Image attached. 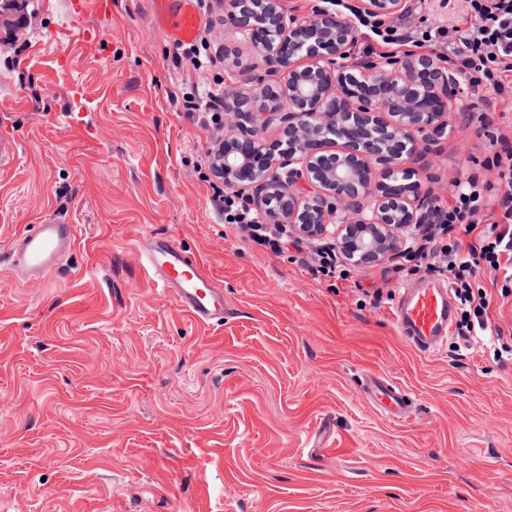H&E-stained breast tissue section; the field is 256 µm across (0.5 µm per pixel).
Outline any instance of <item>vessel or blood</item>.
I'll return each instance as SVG.
<instances>
[{"label":"vessel or blood","instance_id":"obj_1","mask_svg":"<svg viewBox=\"0 0 512 512\" xmlns=\"http://www.w3.org/2000/svg\"><path fill=\"white\" fill-rule=\"evenodd\" d=\"M156 21L168 28L174 42L195 39L202 23L197 0H153ZM74 224L48 216L17 236L9 256L11 277L25 283L46 279L77 247ZM141 258L147 272L196 321L223 323L227 313L224 286L197 260L168 237L146 235ZM455 303L446 285L422 279L405 285L394 299L391 318L398 334L410 346L433 353L448 342L454 324ZM369 400L388 419L405 421L412 402L402 385L375 374L367 378Z\"/></svg>","mask_w":512,"mask_h":512}]
</instances>
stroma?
<instances>
[{
  "label": "stroma",
  "mask_w": 512,
  "mask_h": 512,
  "mask_svg": "<svg viewBox=\"0 0 512 512\" xmlns=\"http://www.w3.org/2000/svg\"><path fill=\"white\" fill-rule=\"evenodd\" d=\"M98 29L68 36L70 10ZM205 0L207 75L153 20L152 0H25L0 25V512H512V358L456 336L428 356L389 308L425 275L397 254L313 275L308 241L280 253L224 221L204 179L218 134L183 99L232 89L250 46ZM461 0H402L409 26ZM75 122H67V113ZM500 124L455 120L416 161L447 199ZM49 215L78 246L42 282L12 283V240ZM166 235L224 284L223 325L196 322L147 275ZM375 373L413 401L405 423L366 397Z\"/></svg>",
  "instance_id": "1"
}]
</instances>
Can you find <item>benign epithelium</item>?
Segmentation results:
<instances>
[{
  "instance_id": "benign-epithelium-1",
  "label": "benign epithelium",
  "mask_w": 512,
  "mask_h": 512,
  "mask_svg": "<svg viewBox=\"0 0 512 512\" xmlns=\"http://www.w3.org/2000/svg\"><path fill=\"white\" fill-rule=\"evenodd\" d=\"M399 4L365 0V10L392 13ZM224 24L256 57L224 100L230 133L216 166L226 187L304 238L332 234L356 264L385 258L414 225L433 222L413 163L466 111L454 72L430 55L345 65L356 31L328 9L299 17L282 0H232ZM274 122L286 149L265 141Z\"/></svg>"
}]
</instances>
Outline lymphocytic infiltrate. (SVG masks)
<instances>
[{"label":"lymphocytic infiltrate","mask_w":512,"mask_h":512,"mask_svg":"<svg viewBox=\"0 0 512 512\" xmlns=\"http://www.w3.org/2000/svg\"><path fill=\"white\" fill-rule=\"evenodd\" d=\"M460 21L415 30L382 14L360 13L361 27L380 38L392 53L414 56L428 48L463 76L477 101L501 106L503 131L489 140L482 162L490 177L468 172L452 183L447 200L437 202L436 223L459 229L448 244L418 246L416 256L446 273L460 310L457 334L471 342L489 329L490 300L481 272L512 280V0H465ZM215 207L224 221L245 229L250 238L280 251L282 229H271L249 202L231 190H215Z\"/></svg>","instance_id":"obj_1"}]
</instances>
